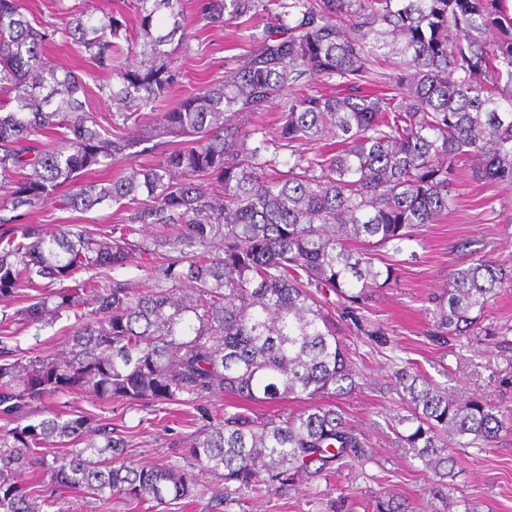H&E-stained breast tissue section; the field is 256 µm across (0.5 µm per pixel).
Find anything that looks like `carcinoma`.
Wrapping results in <instances>:
<instances>
[{
	"label": "carcinoma",
	"instance_id": "cac0c4a2",
	"mask_svg": "<svg viewBox=\"0 0 512 512\" xmlns=\"http://www.w3.org/2000/svg\"><path fill=\"white\" fill-rule=\"evenodd\" d=\"M56 7L61 27L29 19L23 0H0V301L26 284L43 289L0 319H75L62 353L0 351V414L29 420L0 433V512L50 505L19 482L23 471L94 501L163 504L191 497L199 470L224 482L219 505L368 458L366 437L335 404L358 387L357 373L320 294L338 297L356 335H385L365 314L373 289L394 275L378 265L380 251L448 214L456 162L470 157L477 179L512 188L507 0H194L196 25L248 23L255 47L171 104L177 52L190 49L183 0H135L142 44L126 67L124 14L99 16L85 0ZM57 37L113 75L99 87L112 108L107 125L85 109L80 75L44 55ZM381 61L393 72L377 71ZM333 77L336 91H322ZM284 97L273 138L252 144L246 121ZM131 126L183 145L133 165L140 137ZM120 163L116 176L95 179L98 167ZM52 198L78 212L117 204L126 217L96 230L26 222L24 209ZM150 225L157 237L130 240ZM160 249L171 256L153 289L77 278ZM511 287V258L453 270L431 297L428 335L508 342L512 330L481 318ZM392 377L408 409L393 418L398 446L437 489L448 488L450 446L490 447L512 420V408L460 399L416 368ZM78 392L182 402L207 427L184 466L130 465L112 424L46 409ZM218 393L229 401L215 422L204 402ZM288 398L322 402L267 415L246 407ZM50 446L63 452L49 459ZM373 507L408 512L389 493Z\"/></svg>",
	"mask_w": 512,
	"mask_h": 512
}]
</instances>
